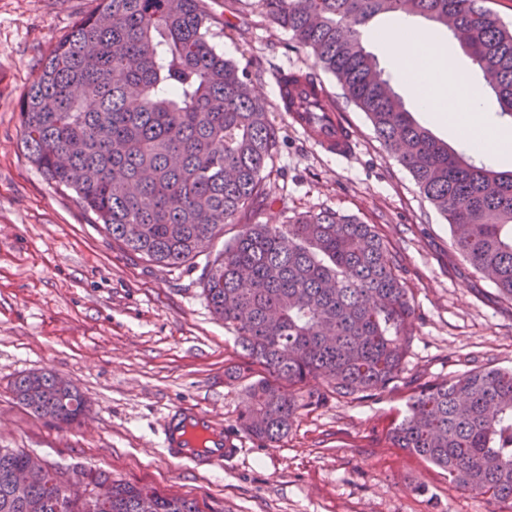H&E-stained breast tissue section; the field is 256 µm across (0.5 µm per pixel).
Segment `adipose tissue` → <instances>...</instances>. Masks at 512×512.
<instances>
[{
    "mask_svg": "<svg viewBox=\"0 0 512 512\" xmlns=\"http://www.w3.org/2000/svg\"><path fill=\"white\" fill-rule=\"evenodd\" d=\"M408 20L400 19L379 33L378 38L402 69L405 79L417 91L422 111L435 120L463 110L468 131L482 140L488 157L512 154V135L483 110L478 87L465 83L448 63L444 47L432 45L422 32H410Z\"/></svg>",
    "mask_w": 512,
    "mask_h": 512,
    "instance_id": "adipose-tissue-1",
    "label": "adipose tissue"
}]
</instances>
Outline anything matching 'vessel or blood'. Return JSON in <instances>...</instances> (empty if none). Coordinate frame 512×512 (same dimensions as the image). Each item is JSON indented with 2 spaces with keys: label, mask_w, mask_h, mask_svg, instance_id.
Masks as SVG:
<instances>
[{
  "label": "vessel or blood",
  "mask_w": 512,
  "mask_h": 512,
  "mask_svg": "<svg viewBox=\"0 0 512 512\" xmlns=\"http://www.w3.org/2000/svg\"><path fill=\"white\" fill-rule=\"evenodd\" d=\"M296 71L280 69L274 75L278 89V108L286 112L290 125L324 155L349 159L355 151L354 132L341 114L323 122L317 113L304 111L300 85L292 81ZM163 446L168 457L198 459L205 466H220L235 454V437L223 422L192 406L173 408L167 414L163 429Z\"/></svg>",
  "instance_id": "1"
}]
</instances>
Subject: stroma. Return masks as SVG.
<instances>
[{"mask_svg": "<svg viewBox=\"0 0 512 512\" xmlns=\"http://www.w3.org/2000/svg\"><path fill=\"white\" fill-rule=\"evenodd\" d=\"M99 0H0V448L92 466L113 479L197 502L201 512H497L441 470L391 447L387 431L407 388L371 398L328 395L301 411L288 437L261 448L240 437L224 465L164 455L166 413L192 405L225 425L245 407L230 377L241 357L202 295L205 263L240 226L225 225L192 265L165 267L105 237L74 193L50 183L22 143L20 105L42 56ZM211 44L246 69L278 140L270 201L248 224H284L331 210L375 225L415 308L405 380L437 382L512 367V301L455 250L447 221L377 139L364 112L321 79L355 132L353 156H323L276 108L273 74L316 71L312 53L265 18L256 0H205ZM71 380L91 410L57 429L13 396L22 373Z\"/></svg>", "mask_w": 512, "mask_h": 512, "instance_id": "obj_1", "label": "stroma"}]
</instances>
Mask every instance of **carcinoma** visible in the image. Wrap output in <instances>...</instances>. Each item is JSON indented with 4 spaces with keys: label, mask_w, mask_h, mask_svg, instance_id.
I'll list each match as a JSON object with an SVG mask.
<instances>
[{
    "label": "carcinoma",
    "mask_w": 512,
    "mask_h": 512,
    "mask_svg": "<svg viewBox=\"0 0 512 512\" xmlns=\"http://www.w3.org/2000/svg\"><path fill=\"white\" fill-rule=\"evenodd\" d=\"M310 50L386 149L448 221L455 249L512 299V171L458 152L412 119L365 41L380 14L444 26L512 118V29L478 0H257ZM204 0H100L42 59L21 102L24 147L44 177L75 192L107 237L149 262L180 266L225 224L269 199L277 141L245 69L210 43ZM203 295L233 332L246 408L233 428L265 447L288 436L298 411L325 394L372 397L398 383L415 310L389 246L371 224L333 211L288 223L244 224L207 261ZM15 400L58 428L90 405L68 379L30 371ZM395 448L442 470L465 491L512 512V368H481L410 389L388 429ZM28 452L0 448V512H201L148 486L74 471L112 485L91 506L67 492L59 466L34 472Z\"/></svg>",
    "instance_id": "1"
}]
</instances>
